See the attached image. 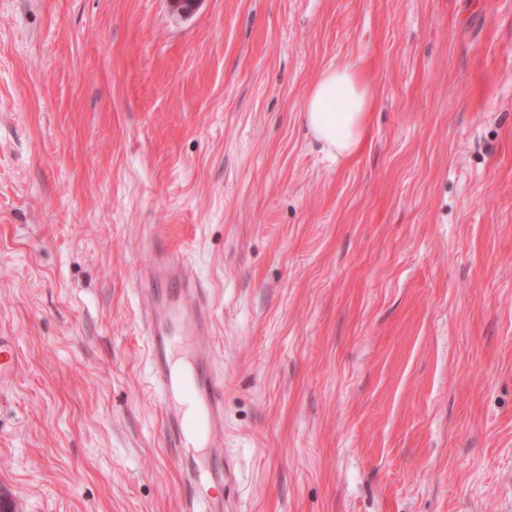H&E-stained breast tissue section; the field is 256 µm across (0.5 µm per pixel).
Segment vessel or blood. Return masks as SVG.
<instances>
[{"label":"vessel or blood","mask_w":512,"mask_h":512,"mask_svg":"<svg viewBox=\"0 0 512 512\" xmlns=\"http://www.w3.org/2000/svg\"><path fill=\"white\" fill-rule=\"evenodd\" d=\"M146 309L151 388L161 410L160 436L174 452L185 512H224L223 496L210 495L229 471L214 444L224 430V379L213 367L212 308L199 280L176 250L157 248L139 280ZM18 354L0 336V380L12 376Z\"/></svg>","instance_id":"vessel-or-blood-1"}]
</instances>
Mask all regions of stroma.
Segmentation results:
<instances>
[{
	"instance_id": "obj_1",
	"label": "stroma",
	"mask_w": 512,
	"mask_h": 512,
	"mask_svg": "<svg viewBox=\"0 0 512 512\" xmlns=\"http://www.w3.org/2000/svg\"><path fill=\"white\" fill-rule=\"evenodd\" d=\"M359 67L367 138L300 121ZM213 304L233 512H512V0H0V489L182 512L136 288ZM374 98L359 69L327 67L317 74L301 109V119L324 150L336 159L363 145ZM18 354L12 341L0 336V380L12 376L17 363Z\"/></svg>"
}]
</instances>
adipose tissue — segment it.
<instances>
[{"label": "adipose tissue", "mask_w": 512, "mask_h": 512, "mask_svg": "<svg viewBox=\"0 0 512 512\" xmlns=\"http://www.w3.org/2000/svg\"><path fill=\"white\" fill-rule=\"evenodd\" d=\"M374 105L359 69L330 66L315 77L303 102L301 119L324 150L344 158L362 147Z\"/></svg>", "instance_id": "adipose-tissue-1"}]
</instances>
